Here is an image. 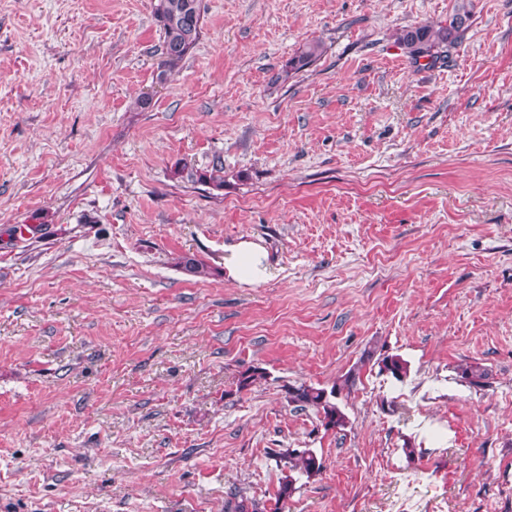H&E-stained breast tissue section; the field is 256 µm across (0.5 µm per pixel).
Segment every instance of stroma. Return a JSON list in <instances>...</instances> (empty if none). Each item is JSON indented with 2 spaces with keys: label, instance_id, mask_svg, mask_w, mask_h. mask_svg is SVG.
Returning <instances> with one entry per match:
<instances>
[{
  "label": "stroma",
  "instance_id": "35a3bbf8",
  "mask_svg": "<svg viewBox=\"0 0 512 512\" xmlns=\"http://www.w3.org/2000/svg\"><path fill=\"white\" fill-rule=\"evenodd\" d=\"M154 3L0 0V512H224L289 448L279 512H512V0H201L167 68ZM374 348L344 430L289 404ZM470 17V11L462 5L446 25H440L438 28L423 25L402 30L398 38L399 43L414 62L430 57L431 63L434 57L437 58L433 53L434 48L447 47L448 43H454ZM322 52L323 47L318 42L306 45L296 56L288 59L284 67L285 74L304 69L320 56ZM265 253L261 246L252 242L238 244L231 256L224 261L228 276L241 283L256 284L268 275ZM379 373L391 376L397 381H403L409 372L408 363L400 356L382 354L376 362ZM280 454V460H288L285 463L289 464L288 469L290 474L285 475L279 482L276 497L279 500H286L296 490L295 484L301 477L310 479L320 473L322 469V462L318 459L316 454L310 450H288V452Z\"/></svg>",
  "mask_w": 512,
  "mask_h": 512
}]
</instances>
